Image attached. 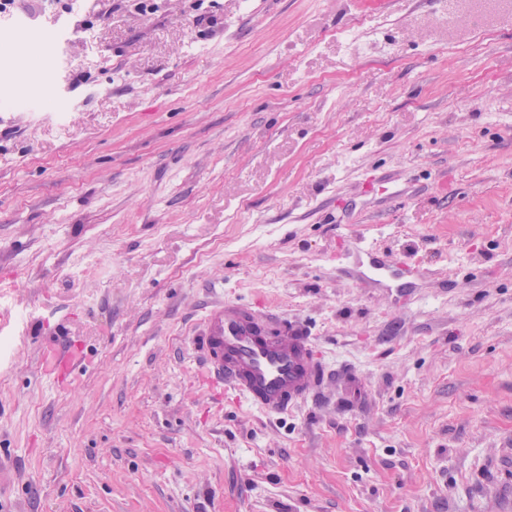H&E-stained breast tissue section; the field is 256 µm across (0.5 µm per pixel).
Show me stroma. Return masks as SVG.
<instances>
[{
    "label": "stroma",
    "mask_w": 512,
    "mask_h": 512,
    "mask_svg": "<svg viewBox=\"0 0 512 512\" xmlns=\"http://www.w3.org/2000/svg\"><path fill=\"white\" fill-rule=\"evenodd\" d=\"M136 2L0 55V512H512V0ZM222 300L337 381L209 387Z\"/></svg>",
    "instance_id": "obj_1"
}]
</instances>
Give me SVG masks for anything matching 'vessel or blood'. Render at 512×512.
Instances as JSON below:
<instances>
[{"mask_svg": "<svg viewBox=\"0 0 512 512\" xmlns=\"http://www.w3.org/2000/svg\"><path fill=\"white\" fill-rule=\"evenodd\" d=\"M195 346L213 384L269 413L304 402L326 376L302 326L239 303L212 306Z\"/></svg>", "mask_w": 512, "mask_h": 512, "instance_id": "b4317fda", "label": "vessel or blood"}]
</instances>
